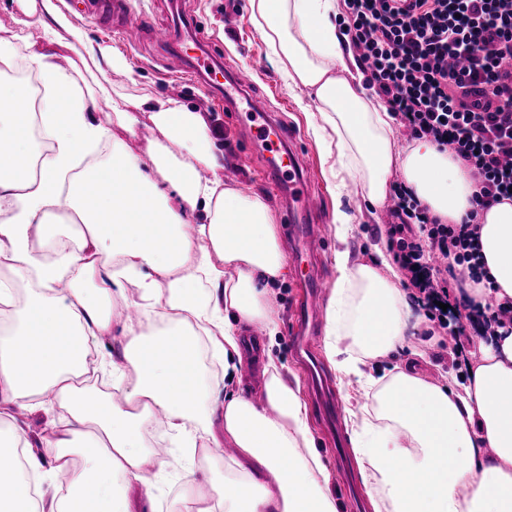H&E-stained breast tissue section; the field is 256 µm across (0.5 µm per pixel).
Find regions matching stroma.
Wrapping results in <instances>:
<instances>
[{"label": "stroma", "mask_w": 512, "mask_h": 512, "mask_svg": "<svg viewBox=\"0 0 512 512\" xmlns=\"http://www.w3.org/2000/svg\"><path fill=\"white\" fill-rule=\"evenodd\" d=\"M60 9L68 14L74 27L61 31L57 43L49 51L56 62L64 67L80 62L86 45L108 47L120 53L127 62L126 69L105 68L100 81L103 93L94 99V117L107 122V110L111 108V94L121 93L131 98L153 100L175 97L187 107L203 112L212 129H215V152L224 165V185L236 189L238 183H251L255 194L270 206L279 239H286L287 213L262 179L264 162L254 157L251 165L240 166V153L250 152L251 147L245 130L228 121L217 105L211 92L186 74L171 75L166 71L167 50L142 37L133 45L126 44L116 33L102 27L85 12V0H56ZM131 19L149 14L160 23L170 22L177 13L194 16L202 26L213 53L223 65L230 67L254 65L253 91L283 124L296 127L300 132L297 150L306 160L312 182L324 197L325 247L323 265L328 273L336 271V253L348 248L350 260L355 264L370 262L377 251L387 250L385 224L380 221L379 207L371 205L355 183H348L344 197H337L330 168L336 160L335 153L326 144L318 142L311 127L317 120L316 110H303L283 81L278 68L269 58V50L261 34L250 20V0H128ZM343 204L352 216V232L347 245H340L336 227L332 224L336 204ZM300 268L289 264L287 277L273 284L270 301L276 314L279 333L275 340L260 336L258 346L269 347L277 365L291 384H299L301 378L288 345V331L294 322L293 307L298 293ZM426 325L420 319L410 318V333L396 352L366 360L363 370L380 376L405 371L419 375L424 380L445 386L462 381L463 370L453 368L448 351L437 348L435 341H426L422 333ZM160 450L168 466L159 485L154 490L158 512H167L172 500L181 490L180 451L170 441H162Z\"/></svg>", "instance_id": "35a3bbf8"}]
</instances>
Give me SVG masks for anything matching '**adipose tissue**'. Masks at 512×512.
I'll list each match as a JSON object with an SVG mask.
<instances>
[{"label":"adipose tissue","instance_id":"ef3b65f1","mask_svg":"<svg viewBox=\"0 0 512 512\" xmlns=\"http://www.w3.org/2000/svg\"><path fill=\"white\" fill-rule=\"evenodd\" d=\"M250 6L296 102L318 112L315 138L336 136L337 197L351 178L382 204L397 169L440 223H461L475 190L470 167L426 139L396 147L385 103L360 77L344 76L338 0ZM20 26L40 33L27 50L46 93L34 115L17 86L0 82V266L15 275L0 281V456L19 451V412L57 404L68 417L38 449L19 451V467L0 470V512H134L114 481L135 479L153 500L165 464L143 435L159 415L177 447L201 442L220 460L229 441L246 460L211 485L202 512H336L330 472L310 447L307 406L273 359L263 365L265 409L201 383L202 344L231 382L243 365L238 323L278 332L269 286L285 276L287 259L269 205L225 188L207 120L177 98L120 94L110 122L95 121L85 73L60 68L42 49L73 27L55 0H42L41 14ZM143 111L161 135L145 161L119 138L134 134ZM101 144L111 147L107 158L84 163ZM59 224L68 232H56ZM479 244L493 285H469V302L483 307L491 288L512 301V201L483 212ZM336 268L326 347L348 376L361 358L403 344L409 304L392 255L355 265L340 251ZM131 286L142 318L124 328L121 359L99 360L113 385L103 394L81 382L85 357L111 336L112 304ZM160 320L169 328L155 330ZM363 389L375 415L355 421L351 443L372 503L384 512H512V334L484 349L462 391L404 371L366 378ZM209 400L222 401L221 419L202 417ZM50 478L60 486L47 502L40 485Z\"/></svg>","mask_w":512,"mask_h":512}]
</instances>
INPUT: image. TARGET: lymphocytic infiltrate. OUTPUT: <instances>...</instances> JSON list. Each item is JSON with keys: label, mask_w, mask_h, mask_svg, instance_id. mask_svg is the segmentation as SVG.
<instances>
[{"label": "lymphocytic infiltrate", "mask_w": 512, "mask_h": 512, "mask_svg": "<svg viewBox=\"0 0 512 512\" xmlns=\"http://www.w3.org/2000/svg\"><path fill=\"white\" fill-rule=\"evenodd\" d=\"M345 42L366 83L410 139L448 148L476 190L462 223L429 216L401 183L391 188L386 232L425 317L449 329L453 362L472 339L447 303L451 265L481 282L478 216L512 198V0H343Z\"/></svg>", "instance_id": "lymphocytic-infiltrate-1"}]
</instances>
